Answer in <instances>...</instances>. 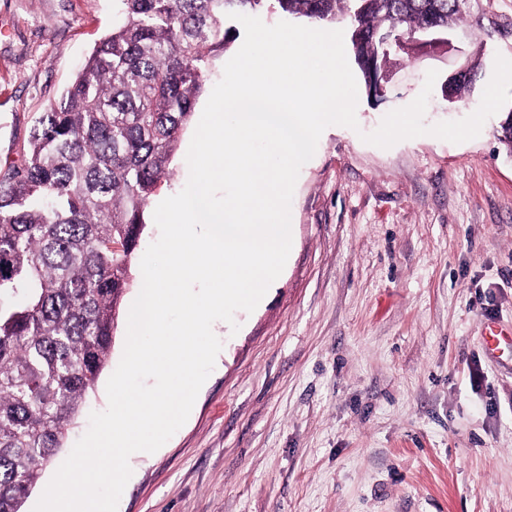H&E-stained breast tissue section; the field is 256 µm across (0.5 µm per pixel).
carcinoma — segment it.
<instances>
[{"label":"carcinoma","instance_id":"cac0c4a2","mask_svg":"<svg viewBox=\"0 0 512 512\" xmlns=\"http://www.w3.org/2000/svg\"><path fill=\"white\" fill-rule=\"evenodd\" d=\"M119 21L0 171V512H20L107 366L145 214L230 12L345 22L365 84L463 0H117Z\"/></svg>","mask_w":512,"mask_h":512}]
</instances>
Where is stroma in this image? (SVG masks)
<instances>
[{
	"mask_svg": "<svg viewBox=\"0 0 512 512\" xmlns=\"http://www.w3.org/2000/svg\"><path fill=\"white\" fill-rule=\"evenodd\" d=\"M115 0H0V170L112 31ZM473 40L390 64L358 129L321 136L291 203L292 248L223 348L186 423L133 457L118 512H512V150L501 115L454 144L361 140L439 76L424 121L475 57L480 100L512 59V0H470ZM239 331H232V324Z\"/></svg>",
	"mask_w": 512,
	"mask_h": 512,
	"instance_id": "1",
	"label": "stroma"
}]
</instances>
